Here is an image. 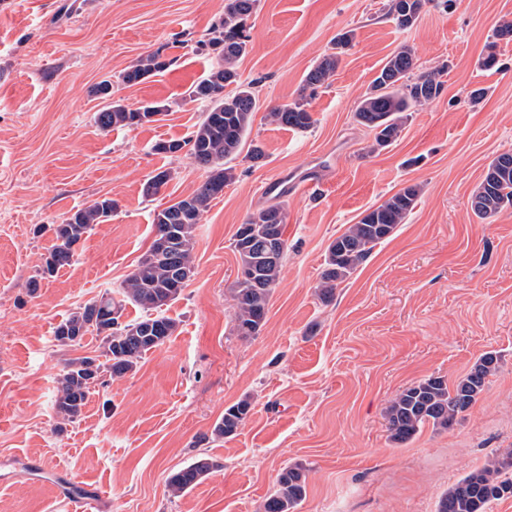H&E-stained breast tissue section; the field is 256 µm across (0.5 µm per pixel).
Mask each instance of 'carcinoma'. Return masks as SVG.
I'll list each match as a JSON object with an SVG mask.
<instances>
[{
    "label": "carcinoma",
    "mask_w": 512,
    "mask_h": 512,
    "mask_svg": "<svg viewBox=\"0 0 512 512\" xmlns=\"http://www.w3.org/2000/svg\"><path fill=\"white\" fill-rule=\"evenodd\" d=\"M430 0H390L387 16L398 27L415 25ZM258 0H224V17L209 32L207 45L216 53L218 65L210 74L191 87L189 97L208 102V110L193 134L181 141H161L154 149L159 153L186 151L207 176L196 191L161 209L153 220L150 260L141 259L124 280L117 296L107 292L100 299L72 312L55 328L54 336L62 345H79L92 334L101 341L102 356H84L68 360L58 375L56 410L64 421H71L82 411L91 385L106 372L122 377L134 371L144 356L161 346L176 331L175 320L164 309L176 302L194 275V231L211 201L224 192L234 178L225 160L238 154L251 130L257 99L252 84H245L235 62L246 52V21L256 10ZM350 31L336 37L334 51L310 69L304 79L306 87L323 85L335 72L340 54L352 40ZM166 66L159 52L140 57L122 73V81L138 84ZM414 51L398 47L381 67L369 90L354 112L355 121L374 131L373 149L390 146L408 119V113L431 104L441 93L440 71L415 72ZM234 90L225 92L226 87ZM166 110L154 102L129 109L112 102L97 114L99 126H134L152 123ZM268 117L281 126L305 130L314 123L304 102H291L272 108ZM171 174L160 170L144 184V194L154 196L170 181ZM419 188L408 185L376 207L362 213L355 224L336 237L327 247L319 285L321 295L330 300L336 288L366 260L375 246L389 239L396 227L404 223L414 209ZM117 203L104 197L71 215V222L54 228L55 243L45 258L42 277H52L73 258V247L94 224L112 217ZM505 208H512V153L497 155L471 196V209L480 220H487ZM287 211L281 204L250 213L239 225L233 248L239 266L253 267L256 276L248 282H236L232 289L238 335H258L269 310L271 295L282 270V258H268L272 252L288 249L284 237ZM136 305L149 315L120 322L125 306ZM498 369L493 352L481 355L469 372L455 384L441 377H429L405 388L387 411L390 439L398 444L413 439L426 424L448 430L458 417L469 410L485 389L489 375ZM251 404L244 399L224 410L215 424L213 435L228 438L237 432L250 413ZM219 463L200 455L168 479L172 495L193 489ZM306 468L295 464L278 476L277 487L261 504L260 512H294L306 496ZM512 497V449L498 451L482 468L474 470L453 484L439 499L436 512H487L500 499Z\"/></svg>",
    "instance_id": "carcinoma-1"
}]
</instances>
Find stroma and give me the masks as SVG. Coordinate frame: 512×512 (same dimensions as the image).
Listing matches in <instances>:
<instances>
[{"label": "stroma", "instance_id": "35a3bbf8", "mask_svg": "<svg viewBox=\"0 0 512 512\" xmlns=\"http://www.w3.org/2000/svg\"><path fill=\"white\" fill-rule=\"evenodd\" d=\"M387 3L259 0L236 68L255 84L247 141L263 148L264 163L229 160L234 179L194 232L195 274L166 310L174 335L134 372L92 387L80 416L64 421L57 376L99 342L59 345L56 326L120 288L153 241L155 213L206 178L186 153L154 146L188 138L205 115L189 89L218 62L200 42L224 0H0V512H66L52 489L63 480L105 493V512H259L296 463L307 468V492L295 512H436L452 484L512 448V208L488 222L470 209L488 163L512 151V39L494 36L512 21V0H431L406 30ZM349 29L355 38L334 76L306 94L307 72ZM491 42L497 72L480 66ZM402 45L418 70H442L444 89L374 152L354 111ZM155 50L164 70L121 83ZM104 80L113 99L161 102L166 115L101 129L105 102L94 89ZM480 87L488 94L472 103ZM301 98L310 128L270 122V107ZM160 168L171 180L145 196ZM279 176L315 187L286 197L288 254L266 322L246 339L236 331L232 241L248 214L277 203L262 188ZM410 184L420 195L407 223L322 301L330 242ZM104 197L118 204L111 219L42 278L52 226ZM487 351L499 369L451 429L390 441L386 409L398 394L429 377L455 382ZM245 398L251 411L236 435L211 440L225 409ZM201 454L219 469L171 496L168 478ZM34 464L44 480L19 477Z\"/></svg>", "mask_w": 512, "mask_h": 512}]
</instances>
